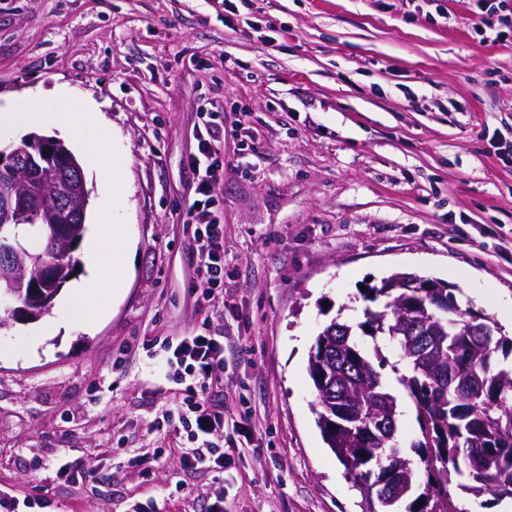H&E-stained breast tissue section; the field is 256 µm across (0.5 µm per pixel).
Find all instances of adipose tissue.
<instances>
[{"instance_id": "adipose-tissue-1", "label": "adipose tissue", "mask_w": 512, "mask_h": 512, "mask_svg": "<svg viewBox=\"0 0 512 512\" xmlns=\"http://www.w3.org/2000/svg\"><path fill=\"white\" fill-rule=\"evenodd\" d=\"M43 125L65 130L73 139L88 146H102L106 141L107 126L101 113L73 112L67 104L33 97L20 103L0 107V128ZM85 264L88 281L75 284L66 307L68 323L88 328L101 315L99 296L111 291L112 279L104 270L95 247H88Z\"/></svg>"}]
</instances>
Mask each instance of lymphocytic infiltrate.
<instances>
[{"label":"lymphocytic infiltrate","mask_w":512,"mask_h":512,"mask_svg":"<svg viewBox=\"0 0 512 512\" xmlns=\"http://www.w3.org/2000/svg\"><path fill=\"white\" fill-rule=\"evenodd\" d=\"M249 113L236 111L232 124H225L224 111L218 107L202 108L196 129L197 147L186 165L194 175L193 195L181 218L193 228L195 242V280L191 286L201 315L195 330L187 336H167L159 347L166 355V366L176 385L173 406L166 415L178 419L189 441L180 448L184 468H223L230 463L234 449L224 448L218 439L225 426H232L240 436H248V418L226 423L224 408L214 399L224 385V338L212 332L209 316L224 297V224L215 186L224 180L225 130L245 131Z\"/></svg>","instance_id":"obj_1"}]
</instances>
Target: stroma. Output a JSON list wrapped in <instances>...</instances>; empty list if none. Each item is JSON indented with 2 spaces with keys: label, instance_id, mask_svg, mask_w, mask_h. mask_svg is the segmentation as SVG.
<instances>
[{
  "label": "stroma",
  "instance_id": "stroma-1",
  "mask_svg": "<svg viewBox=\"0 0 512 512\" xmlns=\"http://www.w3.org/2000/svg\"><path fill=\"white\" fill-rule=\"evenodd\" d=\"M471 0H0V105L42 93L91 103L108 142L72 144L88 191L85 242L119 290L93 330L63 323L19 347L44 319L0 327V487L41 486L46 512H362L360 489L313 410L308 358L336 316L359 320L361 287L416 273L512 307V40L481 41ZM248 109L254 140L224 142L226 417L249 443L224 471L129 460L183 435L162 422L172 382L156 336H185L191 195L185 159L206 103ZM125 172L108 193L98 174ZM109 209L110 220L97 215ZM125 225L127 243L111 227ZM89 468L72 483L59 461ZM39 471H32L33 462Z\"/></svg>",
  "mask_w": 512,
  "mask_h": 512
}]
</instances>
